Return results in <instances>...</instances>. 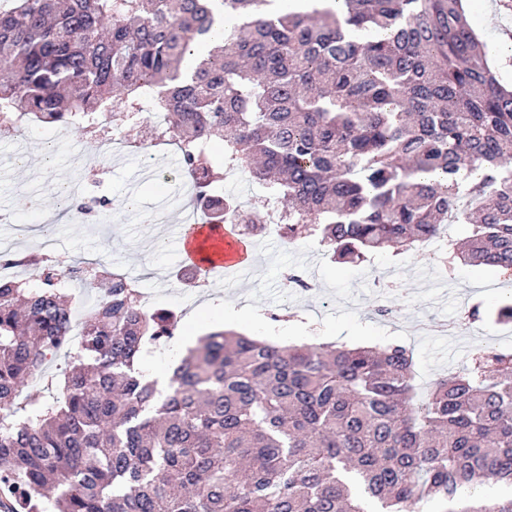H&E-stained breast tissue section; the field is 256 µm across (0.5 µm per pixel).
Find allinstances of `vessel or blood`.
<instances>
[{
	"mask_svg": "<svg viewBox=\"0 0 512 512\" xmlns=\"http://www.w3.org/2000/svg\"><path fill=\"white\" fill-rule=\"evenodd\" d=\"M175 244L184 262L203 275L242 272L254 250L226 226L200 221L178 225Z\"/></svg>",
	"mask_w": 512,
	"mask_h": 512,
	"instance_id": "vessel-or-blood-1",
	"label": "vessel or blood"
}]
</instances>
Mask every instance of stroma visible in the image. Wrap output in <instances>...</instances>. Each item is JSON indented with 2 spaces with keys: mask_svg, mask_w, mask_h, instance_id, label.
I'll use <instances>...</instances> for the list:
<instances>
[{
  "mask_svg": "<svg viewBox=\"0 0 512 512\" xmlns=\"http://www.w3.org/2000/svg\"><path fill=\"white\" fill-rule=\"evenodd\" d=\"M469 24L490 49L506 82L512 83V38L503 33L512 23V0H466ZM42 129L0 139V212L19 223L35 225L61 212L56 188L79 178L94 148L88 136L72 128L54 156H46ZM96 177L86 185L90 197L112 201L114 224L103 230L93 223L59 222L56 235L64 249L78 256L105 254L134 269L154 295V306L175 311L190 331H239L276 345L384 346L397 343L413 354L414 384L426 398L440 377L468 367L478 350L512 351V329L494 321L497 307L512 298V270L475 269L439 263L438 252L417 248L398 255H376L370 262L340 264L325 255L318 242L284 245L257 236L252 265L243 275L207 288H190L177 280L183 263L175 234L159 223L187 205L179 162L160 161L145 169L141 155L95 160ZM301 271L315 282L312 292L287 305L282 289L288 271ZM384 275L391 288H375ZM391 311L389 322L375 315ZM479 307V319L468 317Z\"/></svg>",
  "mask_w": 512,
  "mask_h": 512,
  "instance_id": "1",
  "label": "stroma"
}]
</instances>
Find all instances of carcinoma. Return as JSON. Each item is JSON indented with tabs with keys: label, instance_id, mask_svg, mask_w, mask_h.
<instances>
[{
	"label": "carcinoma",
	"instance_id": "obj_1",
	"mask_svg": "<svg viewBox=\"0 0 512 512\" xmlns=\"http://www.w3.org/2000/svg\"><path fill=\"white\" fill-rule=\"evenodd\" d=\"M303 2L7 0L0 125L24 112L84 130L94 112L116 122L150 101L210 222L265 216L217 192L231 168L268 189L288 243L314 237L335 261L398 253L455 218L471 235L444 266L512 269V85L463 0ZM226 15L221 45L183 71ZM43 284H0V464L22 512H512V498L474 496L512 483V352L483 353L421 401L403 346L219 330L162 391L139 359L176 319L140 311L116 281L53 396L23 405L71 336L74 297L49 273Z\"/></svg>",
	"mask_w": 512,
	"mask_h": 512
}]
</instances>
